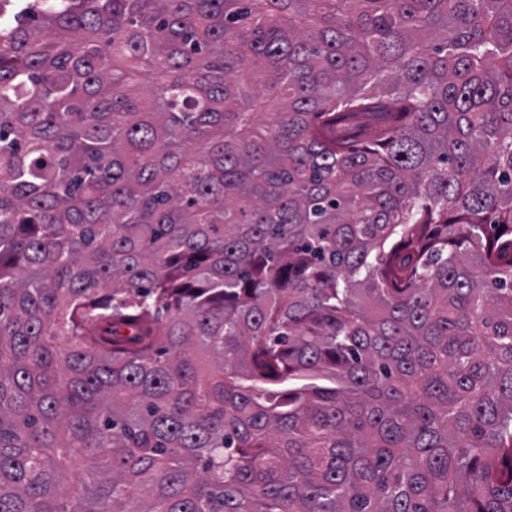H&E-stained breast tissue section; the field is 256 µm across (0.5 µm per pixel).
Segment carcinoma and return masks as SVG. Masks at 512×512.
<instances>
[{"label":"carcinoma","instance_id":"cac0c4a2","mask_svg":"<svg viewBox=\"0 0 512 512\" xmlns=\"http://www.w3.org/2000/svg\"><path fill=\"white\" fill-rule=\"evenodd\" d=\"M0 512H512V0L0 28Z\"/></svg>","mask_w":512,"mask_h":512}]
</instances>
